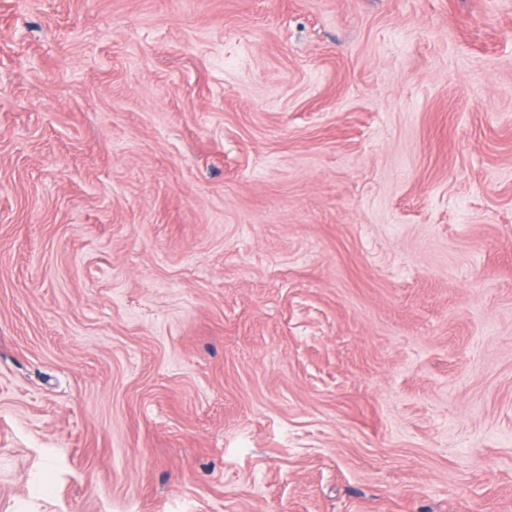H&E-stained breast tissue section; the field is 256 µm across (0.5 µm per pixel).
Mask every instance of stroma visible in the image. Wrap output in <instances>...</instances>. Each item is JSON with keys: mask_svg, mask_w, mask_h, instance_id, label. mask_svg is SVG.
Returning <instances> with one entry per match:
<instances>
[{"mask_svg": "<svg viewBox=\"0 0 512 512\" xmlns=\"http://www.w3.org/2000/svg\"><path fill=\"white\" fill-rule=\"evenodd\" d=\"M0 512H512V0H0Z\"/></svg>", "mask_w": 512, "mask_h": 512, "instance_id": "obj_1", "label": "stroma"}]
</instances>
